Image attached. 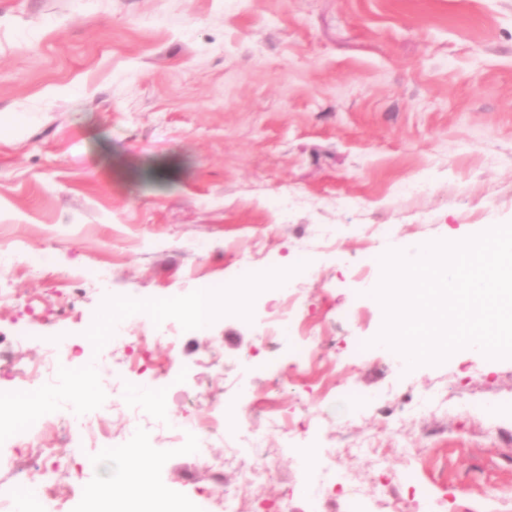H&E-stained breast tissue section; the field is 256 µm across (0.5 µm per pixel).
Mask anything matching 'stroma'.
I'll return each mask as SVG.
<instances>
[{
	"instance_id": "obj_1",
	"label": "stroma",
	"mask_w": 512,
	"mask_h": 512,
	"mask_svg": "<svg viewBox=\"0 0 512 512\" xmlns=\"http://www.w3.org/2000/svg\"><path fill=\"white\" fill-rule=\"evenodd\" d=\"M0 115V247L40 269H0V385L53 388L91 366L107 396L87 409L91 437L69 401L43 411L0 489L101 512L138 448L153 512H223L219 481L236 512L285 492L291 512H512V358L462 349L406 370L372 346L384 314L367 293L387 241L512 223V0H0ZM284 268L285 290L271 279ZM100 270L107 287L89 285ZM249 275L257 295L186 329L158 384L127 372L131 352L167 353L139 351L154 323L136 309L122 340L87 337L110 299L180 303ZM291 297L295 316L262 341ZM74 338L82 351L52 374L23 377ZM149 384L158 406L136 407ZM209 417L219 439L177 447V427ZM245 426L267 444L253 483ZM323 446L360 496L320 487L305 454Z\"/></svg>"
}]
</instances>
